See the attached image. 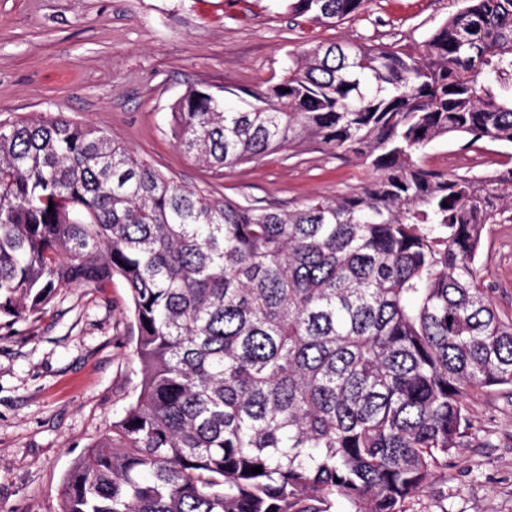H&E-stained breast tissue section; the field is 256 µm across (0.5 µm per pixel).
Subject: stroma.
<instances>
[{"mask_svg":"<svg viewBox=\"0 0 512 512\" xmlns=\"http://www.w3.org/2000/svg\"><path fill=\"white\" fill-rule=\"evenodd\" d=\"M463 0H366L335 26L292 17L274 0H0V119L58 114L97 127L190 189L292 209L358 192L369 173L317 146L216 172L176 145L173 104L192 86L242 107V88L282 78L303 49L333 42L419 48ZM500 145L440 139L423 163L486 169ZM481 278L512 312V222L488 225ZM129 290L62 289L43 313L0 329V512H59L74 462L111 433L136 397L141 367ZM467 443L409 512H512V395L469 403Z\"/></svg>","mask_w":512,"mask_h":512,"instance_id":"stroma-1","label":"stroma"}]
</instances>
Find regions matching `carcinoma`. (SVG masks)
<instances>
[{"instance_id":"obj_1","label":"carcinoma","mask_w":512,"mask_h":512,"mask_svg":"<svg viewBox=\"0 0 512 512\" xmlns=\"http://www.w3.org/2000/svg\"><path fill=\"white\" fill-rule=\"evenodd\" d=\"M286 2L324 24L364 5ZM243 94L190 88L178 147L220 170L319 145L371 179L271 210L62 114L0 120V317L119 277L138 331L140 390L60 512H407L464 445L469 399L512 389V315L478 267L485 226L512 221V154L479 176L418 160L443 137L512 147V0H465L417 54L317 45Z\"/></svg>"}]
</instances>
